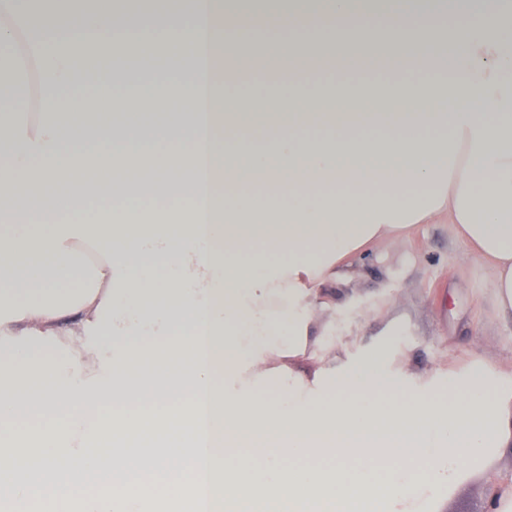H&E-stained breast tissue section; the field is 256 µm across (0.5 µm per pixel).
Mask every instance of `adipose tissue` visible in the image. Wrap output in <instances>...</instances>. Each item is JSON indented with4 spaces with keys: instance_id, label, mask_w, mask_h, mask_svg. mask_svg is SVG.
I'll use <instances>...</instances> for the list:
<instances>
[{
    "instance_id": "adipose-tissue-1",
    "label": "adipose tissue",
    "mask_w": 512,
    "mask_h": 512,
    "mask_svg": "<svg viewBox=\"0 0 512 512\" xmlns=\"http://www.w3.org/2000/svg\"><path fill=\"white\" fill-rule=\"evenodd\" d=\"M435 7L56 0L43 18L0 0V50L31 75L0 87V497L14 512H446L512 449V371L485 358L419 374L390 342L358 350L312 327L361 248L433 222L466 242L512 321V34L501 0H463L471 35L433 38ZM54 26L83 44L59 45ZM267 27L339 34L340 66L395 56L446 80L298 83L246 105L216 63H322L242 58L227 41ZM151 29L186 49L184 76L143 81L147 41L123 73L122 119H53L57 91L97 77L100 39ZM148 100L175 118L148 123ZM307 127L325 133L300 138ZM148 136L161 148L146 155ZM285 195L319 206L286 209ZM264 383L284 396L260 398Z\"/></svg>"
}]
</instances>
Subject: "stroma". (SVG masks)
<instances>
[{
  "instance_id": "stroma-1",
  "label": "stroma",
  "mask_w": 512,
  "mask_h": 512,
  "mask_svg": "<svg viewBox=\"0 0 512 512\" xmlns=\"http://www.w3.org/2000/svg\"><path fill=\"white\" fill-rule=\"evenodd\" d=\"M397 73L414 81L422 78L406 62L389 58L374 67L328 62L302 80L313 90L379 91ZM216 77L228 96L250 102L288 90L284 71L228 75L220 69ZM466 253L465 244L445 224L418 225L401 246L362 250L355 261L357 274L332 311L330 337L355 328L360 344L388 340L410 354V366L418 372L461 371L487 355L512 367V323L498 317L488 272ZM499 474H512L511 454L461 488L448 512H485L488 480Z\"/></svg>"
}]
</instances>
